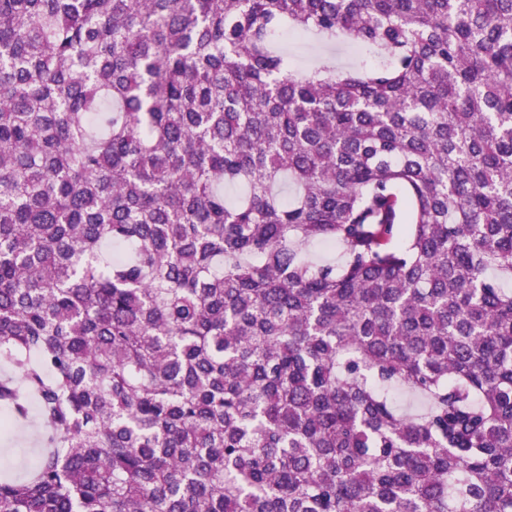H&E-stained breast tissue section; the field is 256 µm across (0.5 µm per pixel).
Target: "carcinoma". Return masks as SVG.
<instances>
[{
	"instance_id": "carcinoma-1",
	"label": "carcinoma",
	"mask_w": 512,
	"mask_h": 512,
	"mask_svg": "<svg viewBox=\"0 0 512 512\" xmlns=\"http://www.w3.org/2000/svg\"><path fill=\"white\" fill-rule=\"evenodd\" d=\"M500 274L512 0H0V512H512ZM283 46L293 56L298 70L302 71L331 60L336 65V72H341L371 59L364 49L347 39L327 41L309 34L304 37L290 34ZM37 431V424L31 423L17 430L10 439H5L2 436L0 460H2L5 468L10 469L12 472H21L26 469L27 464L37 454L34 448Z\"/></svg>"
}]
</instances>
